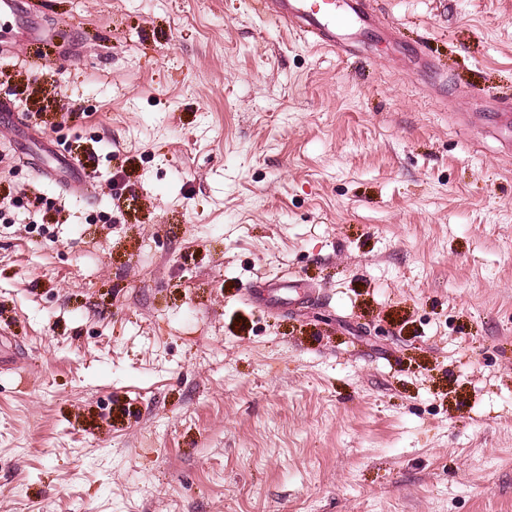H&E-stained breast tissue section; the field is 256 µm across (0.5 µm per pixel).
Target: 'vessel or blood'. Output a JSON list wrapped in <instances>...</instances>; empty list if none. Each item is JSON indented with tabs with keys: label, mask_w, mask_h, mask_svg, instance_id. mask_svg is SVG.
<instances>
[{
	"label": "vessel or blood",
	"mask_w": 512,
	"mask_h": 512,
	"mask_svg": "<svg viewBox=\"0 0 512 512\" xmlns=\"http://www.w3.org/2000/svg\"><path fill=\"white\" fill-rule=\"evenodd\" d=\"M254 10L276 25L336 53L354 50L362 33L390 35L391 27L359 0H253Z\"/></svg>",
	"instance_id": "b4317fda"
}]
</instances>
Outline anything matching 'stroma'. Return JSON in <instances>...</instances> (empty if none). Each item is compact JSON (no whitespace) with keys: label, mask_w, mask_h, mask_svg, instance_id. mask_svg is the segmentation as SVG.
Masks as SVG:
<instances>
[{"label":"stroma","mask_w":512,"mask_h":512,"mask_svg":"<svg viewBox=\"0 0 512 512\" xmlns=\"http://www.w3.org/2000/svg\"><path fill=\"white\" fill-rule=\"evenodd\" d=\"M24 2L0 512H512V155L460 122L512 103V0H367L345 56L249 0Z\"/></svg>","instance_id":"stroma-1"}]
</instances>
